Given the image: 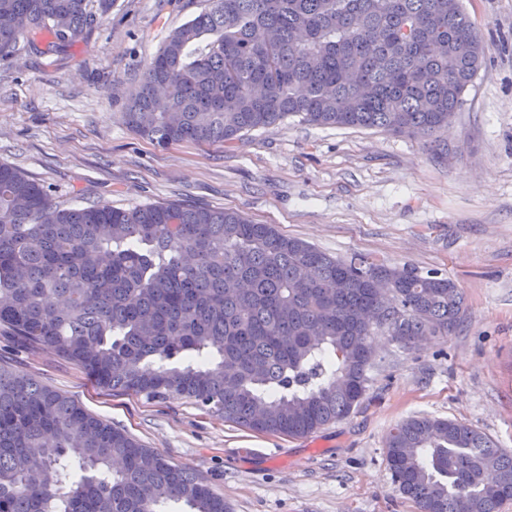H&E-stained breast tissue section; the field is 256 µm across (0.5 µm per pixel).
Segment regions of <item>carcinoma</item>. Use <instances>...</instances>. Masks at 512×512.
I'll use <instances>...</instances> for the list:
<instances>
[{
    "label": "carcinoma",
    "instance_id": "carcinoma-1",
    "mask_svg": "<svg viewBox=\"0 0 512 512\" xmlns=\"http://www.w3.org/2000/svg\"><path fill=\"white\" fill-rule=\"evenodd\" d=\"M114 4L0 0V59L62 50ZM484 58L462 0H212L168 34L126 124L161 148L230 144L290 115L435 144ZM464 301L450 278L334 258L231 209L62 208L0 163V327L108 391L308 436L360 404L377 333L412 350L454 329ZM384 454L418 512H500L512 500V454L469 424L410 417ZM169 503L230 512L203 478L0 362V512Z\"/></svg>",
    "mask_w": 512,
    "mask_h": 512
}]
</instances>
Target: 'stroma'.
<instances>
[{
  "instance_id": "obj_1",
  "label": "stroma",
  "mask_w": 512,
  "mask_h": 512,
  "mask_svg": "<svg viewBox=\"0 0 512 512\" xmlns=\"http://www.w3.org/2000/svg\"><path fill=\"white\" fill-rule=\"evenodd\" d=\"M464 5L486 56L440 156L407 136L298 117L228 146L163 149L132 133L126 94L209 0H116L65 52L0 63V163L50 186L62 207L232 209L333 256L458 284L465 305L448 335L412 351L375 336L349 417L308 437L257 433L184 398L103 391L73 363L14 350L3 334L0 358L205 478L231 512H417L384 455L389 430L411 416L466 422L512 452V0Z\"/></svg>"
}]
</instances>
